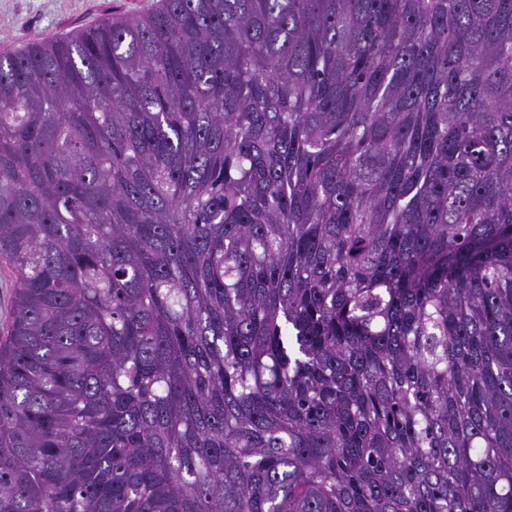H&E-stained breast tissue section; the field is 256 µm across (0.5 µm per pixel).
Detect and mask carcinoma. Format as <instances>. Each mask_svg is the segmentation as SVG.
Masks as SVG:
<instances>
[{
	"label": "carcinoma",
	"mask_w": 512,
	"mask_h": 512,
	"mask_svg": "<svg viewBox=\"0 0 512 512\" xmlns=\"http://www.w3.org/2000/svg\"><path fill=\"white\" fill-rule=\"evenodd\" d=\"M0 262V512H512V0L0 54ZM13 279L9 271L0 270V331L3 332L9 325L12 312Z\"/></svg>",
	"instance_id": "1"
}]
</instances>
